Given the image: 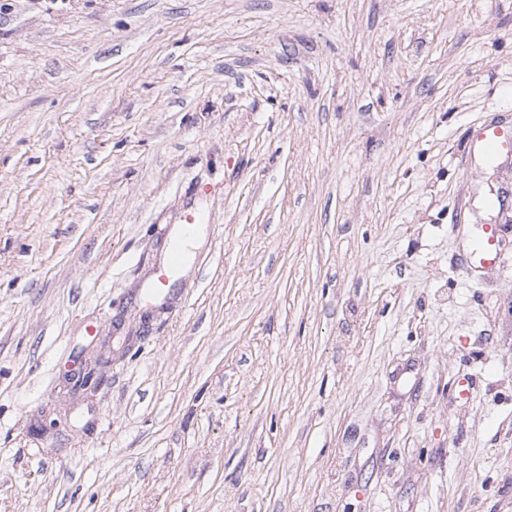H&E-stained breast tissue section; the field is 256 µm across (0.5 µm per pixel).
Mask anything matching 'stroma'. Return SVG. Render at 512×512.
<instances>
[{"label":"stroma","instance_id":"obj_1","mask_svg":"<svg viewBox=\"0 0 512 512\" xmlns=\"http://www.w3.org/2000/svg\"><path fill=\"white\" fill-rule=\"evenodd\" d=\"M8 2L0 512H512V0ZM475 143L485 153L500 155L512 150V128L499 125H485L475 133ZM184 220L185 224H183L182 234L178 237H175L170 243V254L167 270H164L162 274L158 277L159 284L157 285L156 288L152 289V295L158 293L163 287V285L166 284L168 280L166 272L181 268L185 262V250L183 249L182 244L185 241V239L192 233L195 225L198 224L199 219L195 213L190 212L185 216ZM479 236L482 244L476 248L472 247L465 257V262L473 266L501 264L502 254L499 249V235L496 225H482Z\"/></svg>","mask_w":512,"mask_h":512}]
</instances>
